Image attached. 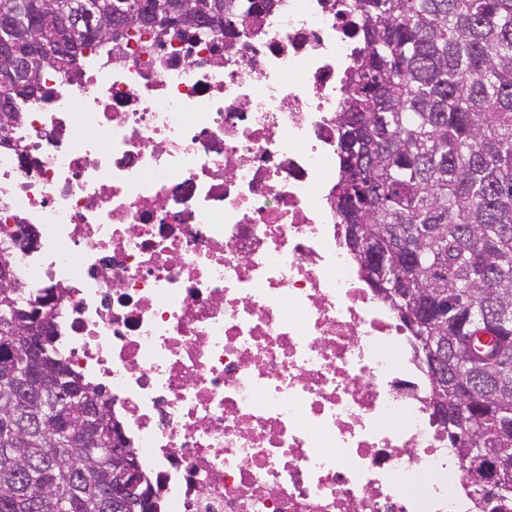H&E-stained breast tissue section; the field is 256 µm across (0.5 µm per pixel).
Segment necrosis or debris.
Segmentation results:
<instances>
[{
    "label": "necrosis or debris",
    "mask_w": 512,
    "mask_h": 512,
    "mask_svg": "<svg viewBox=\"0 0 512 512\" xmlns=\"http://www.w3.org/2000/svg\"><path fill=\"white\" fill-rule=\"evenodd\" d=\"M340 0L223 36L92 44L0 146L24 290L112 412L159 512H482L397 313L336 210L359 45Z\"/></svg>",
    "instance_id": "1"
}]
</instances>
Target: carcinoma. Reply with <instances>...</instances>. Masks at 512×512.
I'll list each match as a JSON object with an SVG mask.
<instances>
[{
  "instance_id": "obj_1",
  "label": "carcinoma",
  "mask_w": 512,
  "mask_h": 512,
  "mask_svg": "<svg viewBox=\"0 0 512 512\" xmlns=\"http://www.w3.org/2000/svg\"><path fill=\"white\" fill-rule=\"evenodd\" d=\"M177 0H150L159 18L152 31L182 33L170 13ZM217 10L205 23L224 35L230 0H189ZM116 0H0V43L25 55L33 34L43 60L11 68L0 81V106L18 104L45 89L48 69L79 70L84 49L100 41L98 22H110ZM360 17L362 49L342 88L338 127L336 210L345 226L361 225L387 271V304L411 307L425 290L447 294L465 310V329L427 321L409 328L415 355L427 343L444 346L448 401L459 378L484 402L468 417L470 445L512 457V442L497 435L512 418V0H345ZM30 87L15 92L17 82ZM442 272L430 283L417 270ZM32 295L22 303L0 291V512H141L116 495L112 458L118 449L103 431L87 456L101 388L85 383L47 346V362L61 365L81 390L63 388L47 373L35 377V359L2 340L18 334ZM65 414L69 428L53 425ZM472 491L512 501V476L486 488L492 462L475 463Z\"/></svg>"
}]
</instances>
